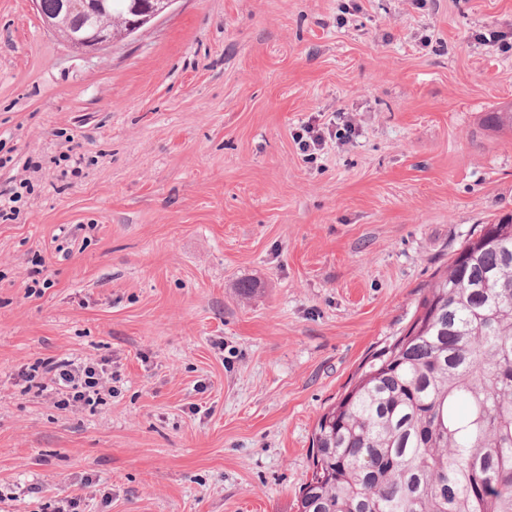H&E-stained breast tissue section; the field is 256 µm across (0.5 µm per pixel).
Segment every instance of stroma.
I'll return each instance as SVG.
<instances>
[{
  "label": "stroma",
  "mask_w": 512,
  "mask_h": 512,
  "mask_svg": "<svg viewBox=\"0 0 512 512\" xmlns=\"http://www.w3.org/2000/svg\"><path fill=\"white\" fill-rule=\"evenodd\" d=\"M494 31L512 0H175L80 54L0 0V512H297L320 416L512 213ZM51 357L111 392L24 393ZM52 388L63 396L64 404L79 407L101 390H112V365L68 358L50 359L42 366Z\"/></svg>",
  "instance_id": "obj_1"
}]
</instances>
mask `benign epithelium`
<instances>
[{
	"label": "benign epithelium",
	"instance_id": "obj_1",
	"mask_svg": "<svg viewBox=\"0 0 512 512\" xmlns=\"http://www.w3.org/2000/svg\"><path fill=\"white\" fill-rule=\"evenodd\" d=\"M176 0H130L128 16L104 22L88 35L69 33L66 43L76 51L99 52L115 44L117 39L128 37L152 23ZM99 5L97 0H59V13L69 18L73 15L88 16Z\"/></svg>",
	"mask_w": 512,
	"mask_h": 512
}]
</instances>
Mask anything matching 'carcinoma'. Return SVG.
Here are the masks:
<instances>
[{
  "instance_id": "carcinoma-1",
  "label": "carcinoma",
  "mask_w": 512,
  "mask_h": 512,
  "mask_svg": "<svg viewBox=\"0 0 512 512\" xmlns=\"http://www.w3.org/2000/svg\"><path fill=\"white\" fill-rule=\"evenodd\" d=\"M484 122L512 129V108ZM420 308L319 418L297 512H512V213Z\"/></svg>"
}]
</instances>
